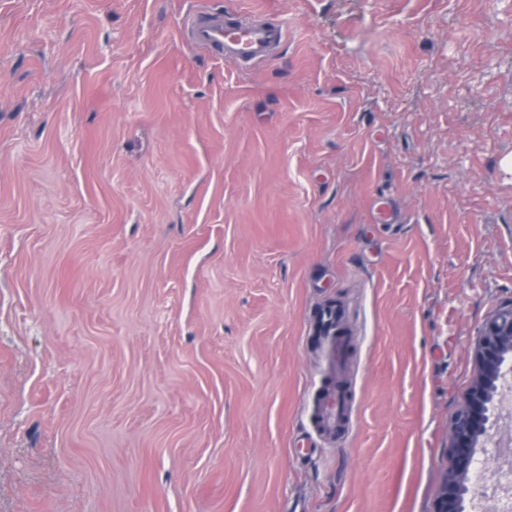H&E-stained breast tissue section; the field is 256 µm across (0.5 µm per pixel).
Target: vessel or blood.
<instances>
[{
    "label": "vessel or blood",
    "mask_w": 512,
    "mask_h": 512,
    "mask_svg": "<svg viewBox=\"0 0 512 512\" xmlns=\"http://www.w3.org/2000/svg\"><path fill=\"white\" fill-rule=\"evenodd\" d=\"M189 35L196 44L210 48L215 56L248 67L267 59L284 39L285 31L282 26L232 11L193 15ZM347 412L348 400L339 393L326 397L320 409L332 428L346 418Z\"/></svg>",
    "instance_id": "obj_1"
}]
</instances>
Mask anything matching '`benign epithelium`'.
<instances>
[{
  "label": "benign epithelium",
  "mask_w": 512,
  "mask_h": 512,
  "mask_svg": "<svg viewBox=\"0 0 512 512\" xmlns=\"http://www.w3.org/2000/svg\"><path fill=\"white\" fill-rule=\"evenodd\" d=\"M474 381L464 403L454 412L448 426V459L440 494L433 512H465V496L476 493L472 482L476 465L500 473L494 458L479 459L486 452L491 415L495 409L498 383L512 375V305L491 316L481 327L473 348Z\"/></svg>",
  "instance_id": "1"
}]
</instances>
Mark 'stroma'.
Masks as SVG:
<instances>
[{"instance_id":"1","label":"stroma","mask_w":512,"mask_h":512,"mask_svg":"<svg viewBox=\"0 0 512 512\" xmlns=\"http://www.w3.org/2000/svg\"><path fill=\"white\" fill-rule=\"evenodd\" d=\"M510 156L512 0H0V512H432ZM189 35L196 44L210 48L215 56L248 67L267 59L284 39L285 30L280 25L232 11L224 15H193ZM348 412V400L339 391L331 394L323 400L320 414L326 417L329 427H337L340 422L346 419Z\"/></svg>"}]
</instances>
